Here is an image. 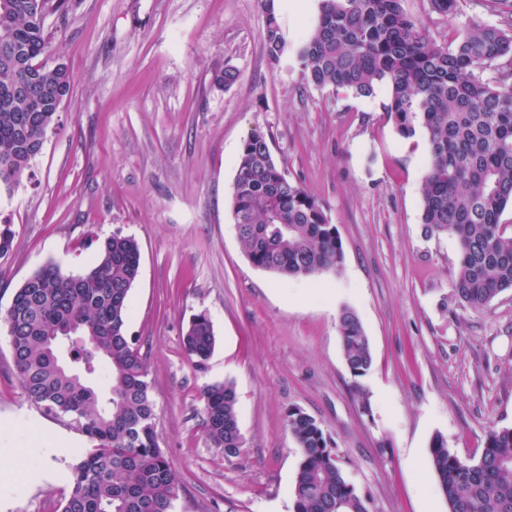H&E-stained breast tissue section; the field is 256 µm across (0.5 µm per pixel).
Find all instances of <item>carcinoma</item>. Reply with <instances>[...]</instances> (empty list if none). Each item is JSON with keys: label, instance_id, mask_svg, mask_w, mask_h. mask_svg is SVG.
Masks as SVG:
<instances>
[{"label": "carcinoma", "instance_id": "cac0c4a2", "mask_svg": "<svg viewBox=\"0 0 512 512\" xmlns=\"http://www.w3.org/2000/svg\"><path fill=\"white\" fill-rule=\"evenodd\" d=\"M507 15L475 22L459 39H427L402 0H318L315 25L296 49L305 80L316 87L371 96L387 85L385 106L397 132L429 144L421 186L425 233L455 236L460 258L452 275L459 302L481 310L512 289V235L500 216L512 205V69L496 80L485 70L512 62V0H493ZM268 56L284 43L273 0H261ZM68 0H0V186L32 180L58 109L29 112L47 93L65 101L68 67L37 59L51 50L44 17ZM236 231L250 263L272 273L313 276L338 270L344 251L336 226L318 200L290 181L262 133L243 143L231 188ZM97 263L81 272L48 263L18 288L3 321L27 400L45 416L83 434L91 449L72 467L60 512H172L176 470L160 448L147 360L127 331L130 291L140 271L137 240L120 232L100 241ZM338 330L345 364L355 378L372 365L369 336L350 307ZM72 334V342L54 344ZM215 346L213 325L197 314L183 335L188 359L201 368ZM108 373L110 393L94 382ZM204 435L237 453L243 438L232 383L204 387ZM286 425L302 451L292 488L294 512H368L337 464L319 423L291 409ZM431 463L448 512H512V428L489 427L479 457L463 461L442 436L430 444Z\"/></svg>", "mask_w": 512, "mask_h": 512}]
</instances>
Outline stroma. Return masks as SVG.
Segmentation results:
<instances>
[{
    "instance_id": "stroma-1",
    "label": "stroma",
    "mask_w": 512,
    "mask_h": 512,
    "mask_svg": "<svg viewBox=\"0 0 512 512\" xmlns=\"http://www.w3.org/2000/svg\"><path fill=\"white\" fill-rule=\"evenodd\" d=\"M274 5L289 47L275 65L260 0H70L66 14L47 15L42 62L67 65L71 95L31 183L0 196V225L14 232L0 256V313L47 262L79 272L96 262L99 240L134 236L141 266L127 329L148 353L159 444L180 478L174 512H293L301 454L285 418L295 408L321 424L369 512H448L432 438L469 460L489 427H512V289L480 311L457 300L458 245L424 232L427 154L397 133L387 86L360 97L307 83L292 49L317 0ZM402 7L440 45L471 23L500 21L491 0H459L450 17L429 0ZM227 68L237 81L214 85ZM256 131L342 241L340 269L305 278L302 298L288 276L249 262L235 230L231 187ZM345 306L371 343L358 380L341 350ZM199 313L216 337L202 370L182 342ZM224 381L244 440L233 457L202 433L201 392ZM57 436L67 451L32 453ZM89 448L26 399L0 322V469L17 476L6 512H57ZM37 469L62 479L28 484Z\"/></svg>"
}]
</instances>
